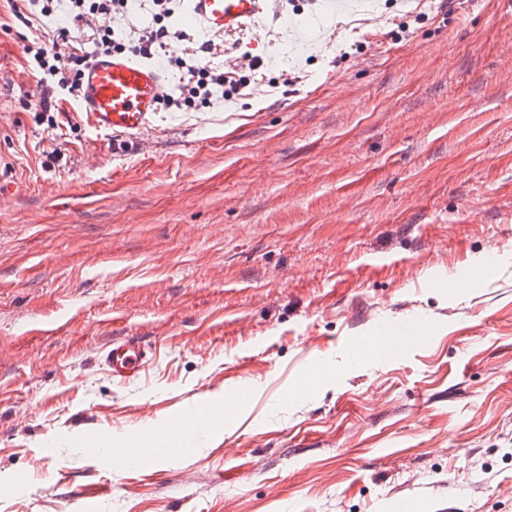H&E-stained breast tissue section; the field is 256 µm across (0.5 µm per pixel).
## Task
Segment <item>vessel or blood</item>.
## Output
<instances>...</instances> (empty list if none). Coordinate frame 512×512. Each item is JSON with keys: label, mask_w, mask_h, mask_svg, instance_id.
<instances>
[{"label": "vessel or blood", "mask_w": 512, "mask_h": 512, "mask_svg": "<svg viewBox=\"0 0 512 512\" xmlns=\"http://www.w3.org/2000/svg\"><path fill=\"white\" fill-rule=\"evenodd\" d=\"M267 4L268 0H189L195 21L213 35L243 29L263 16ZM169 90L160 64L131 53L98 55L84 70L80 108L95 130L135 137L149 128ZM385 330L389 334L385 351L390 355L406 354L428 339L425 328L411 321L386 325ZM149 359L150 348L140 336L113 340L102 356L113 380L122 384L137 380ZM201 423V413L189 407L172 420L171 426L183 441L191 442L200 436ZM83 453L89 458L108 456L111 466L121 471L152 464L151 454L133 461L125 448L115 445L105 450L95 441L87 442Z\"/></svg>", "instance_id": "obj_1"}]
</instances>
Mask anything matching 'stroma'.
I'll use <instances>...</instances> for the list:
<instances>
[{
    "label": "stroma",
    "mask_w": 512,
    "mask_h": 512,
    "mask_svg": "<svg viewBox=\"0 0 512 512\" xmlns=\"http://www.w3.org/2000/svg\"><path fill=\"white\" fill-rule=\"evenodd\" d=\"M350 2L213 38L176 0L163 58L212 40L260 80L131 139L65 94L45 120L25 47L72 20L0 0V512H512V0ZM400 320L427 343L348 363ZM132 335L153 358L120 384ZM228 394L223 432L166 437ZM150 359V347L142 336H124L112 341L103 354V364L112 379L127 384L137 380ZM205 418L196 408L188 407L172 420L169 427L181 433V439L185 442H193L197 436H202L201 423ZM107 450V456L110 461V466L117 468L120 471H127L133 468H150L152 464V450L143 454L138 460L131 461L125 448L120 445H111ZM113 472L119 471L112 468Z\"/></svg>",
    "instance_id": "obj_1"
}]
</instances>
